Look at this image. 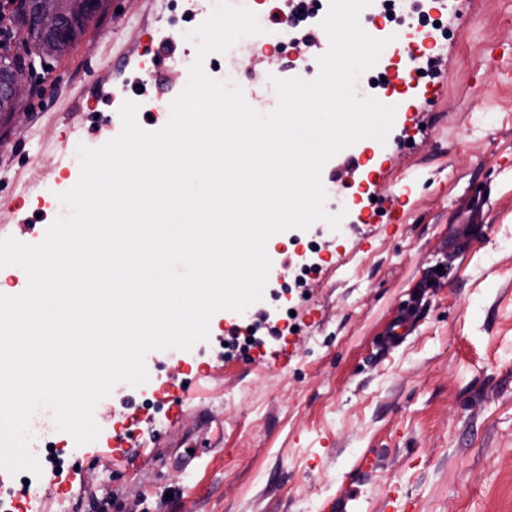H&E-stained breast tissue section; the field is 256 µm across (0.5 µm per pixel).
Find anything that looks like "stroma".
Segmentation results:
<instances>
[{
  "mask_svg": "<svg viewBox=\"0 0 512 512\" xmlns=\"http://www.w3.org/2000/svg\"><path fill=\"white\" fill-rule=\"evenodd\" d=\"M172 9L102 0L65 56L25 69L28 95L0 115V238L43 241L79 146L112 139V95L142 69L152 73L143 102L182 92L186 77L155 65L166 39L178 55L196 50L185 38L195 22L171 25ZM448 27L444 77L393 81L402 110L385 143L352 151L372 181L325 183V208L343 219L304 287L281 299L286 337L220 354L244 321L222 310L182 361L149 352L146 367L164 366L162 410L129 385L130 402L96 405L95 441L51 429L61 467L36 475V498L0 470V486L17 490L12 512H94L110 491L138 512H321L344 492L349 512H394L397 497L417 512H512V0H448ZM221 59L259 113L269 75L293 63L247 38ZM61 148L69 166L49 171ZM33 179L37 200L21 192ZM477 212L483 236L450 252ZM412 295V333L380 348ZM366 456L373 468H361Z\"/></svg>",
  "mask_w": 512,
  "mask_h": 512,
  "instance_id": "1",
  "label": "stroma"
}]
</instances>
